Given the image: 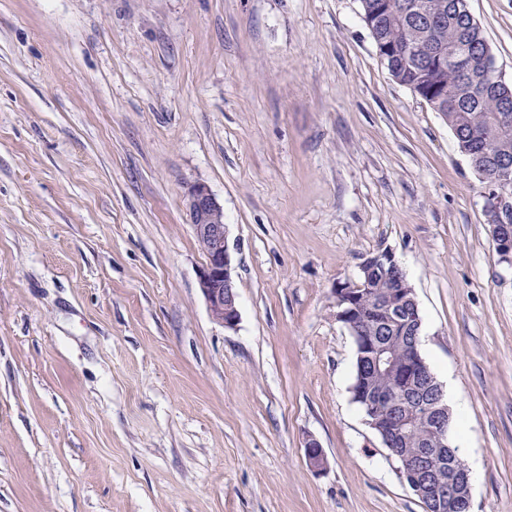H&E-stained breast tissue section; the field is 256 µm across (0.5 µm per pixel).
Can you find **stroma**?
<instances>
[{
    "label": "stroma",
    "instance_id": "stroma-1",
    "mask_svg": "<svg viewBox=\"0 0 512 512\" xmlns=\"http://www.w3.org/2000/svg\"><path fill=\"white\" fill-rule=\"evenodd\" d=\"M512 81V0H469ZM359 0H0V512H423L354 403L334 289L391 252L512 512V267ZM224 209L216 322L185 196ZM327 465L312 470L308 440Z\"/></svg>",
    "mask_w": 512,
    "mask_h": 512
}]
</instances>
